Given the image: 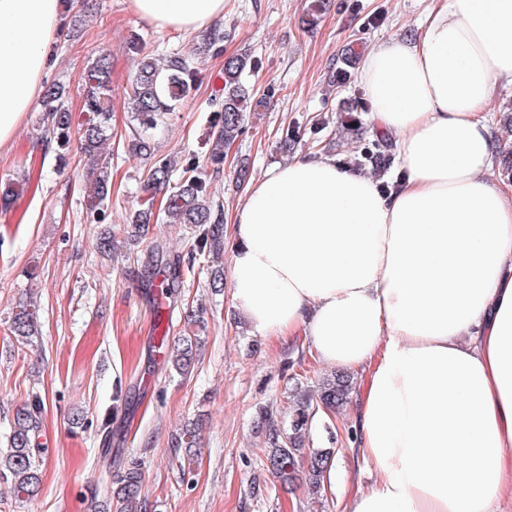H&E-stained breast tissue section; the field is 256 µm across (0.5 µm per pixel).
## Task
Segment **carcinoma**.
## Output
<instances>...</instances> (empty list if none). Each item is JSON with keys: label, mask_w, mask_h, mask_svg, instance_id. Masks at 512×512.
Masks as SVG:
<instances>
[{"label": "carcinoma", "mask_w": 512, "mask_h": 512, "mask_svg": "<svg viewBox=\"0 0 512 512\" xmlns=\"http://www.w3.org/2000/svg\"><path fill=\"white\" fill-rule=\"evenodd\" d=\"M224 35L213 29L198 43L191 53L170 55L162 62L146 55L141 58L130 82L128 99L131 113L140 130L134 133L131 149L151 162L148 178L144 185L148 193V207L136 211L129 224H117L112 232L99 238L97 248L107 255L114 249L117 237L127 232L138 233L154 218L153 203L161 197L163 212L171 224H192L197 228L195 239L188 255L206 252L214 257L224 253L223 205L214 201L209 184L195 174L196 163L190 162L183 169L185 177L175 186H170L177 166L174 159L159 157L151 146L147 132L156 129L166 115L179 110L189 100L194 90L198 71L196 57L217 51V45ZM251 67L248 55L229 57L224 61V87L218 100L222 120L216 131L217 142L229 145L243 132V124L250 94L243 83L246 70ZM85 86L83 112L85 119L78 129L77 150L90 162V177L94 183V194L90 202L102 205L111 196L112 166L103 156L101 149L108 140L111 120L110 97L112 93L111 69L108 54L100 53L96 63L82 75ZM41 112L46 116L47 136L59 148L70 147L73 131L71 112L64 104L63 89L57 84L45 87L41 98ZM361 158L374 162L382 169L392 167L394 157L383 150L361 153ZM181 256L166 259L169 275L162 282L165 294L173 297L181 286ZM11 333L25 346L33 343L38 333L35 312L25 309L17 314L11 324ZM201 345L196 335L171 336L163 333L159 346L164 360L182 376L194 370L195 357ZM352 390L350 376L339 372L322 381L317 398L304 396L297 400L288 414V419L277 424L268 422L267 446L258 456L263 469L271 472L282 484L293 483L299 474L305 473L308 483L319 490L329 470L332 452L328 448H314L309 455H303L306 435L318 412L326 415L336 413L342 407ZM43 402L35 398L16 410L8 436V447L0 448V473L10 477L13 491L34 496L41 486V475L36 458L45 451L39 442L40 417ZM111 497L116 512H143L141 498L143 473L141 464L132 460L113 474Z\"/></svg>", "instance_id": "1"}]
</instances>
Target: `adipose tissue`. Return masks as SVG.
<instances>
[{
    "label": "adipose tissue",
    "mask_w": 512,
    "mask_h": 512,
    "mask_svg": "<svg viewBox=\"0 0 512 512\" xmlns=\"http://www.w3.org/2000/svg\"><path fill=\"white\" fill-rule=\"evenodd\" d=\"M200 29L224 0H131ZM59 0H0V146L33 106ZM397 132L390 193L334 159L297 158L250 188L232 224L236 307L322 364L362 374L366 467L347 512H492L512 497V188L493 180L486 106L512 85V0H433L361 75Z\"/></svg>",
    "instance_id": "1"
}]
</instances>
